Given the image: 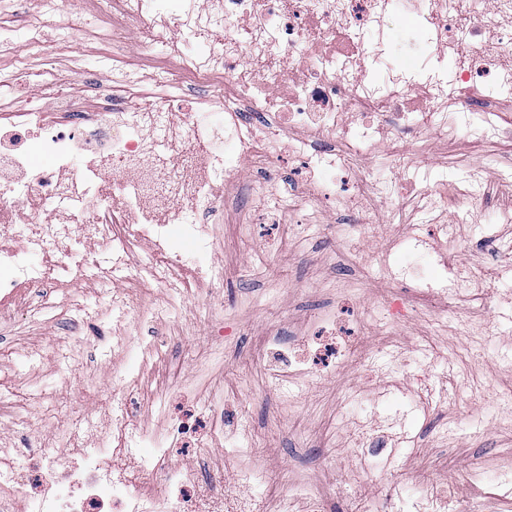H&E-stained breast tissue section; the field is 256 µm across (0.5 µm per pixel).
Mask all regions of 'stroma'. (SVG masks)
<instances>
[{
    "instance_id": "1",
    "label": "stroma",
    "mask_w": 512,
    "mask_h": 512,
    "mask_svg": "<svg viewBox=\"0 0 512 512\" xmlns=\"http://www.w3.org/2000/svg\"><path fill=\"white\" fill-rule=\"evenodd\" d=\"M104 43L79 34L67 45L46 29L40 55L56 57L77 100H84L82 78L94 73L109 81L102 65ZM425 163L389 168L386 179L402 182L447 180L456 187L467 163L480 154L457 135L452 154L426 147ZM486 206H464L456 226L463 249L462 268L485 266L483 239L512 250V210L501 206L493 184H486ZM224 321L234 335L221 339L210 332L212 318L196 298L168 299L154 280L130 289L127 308L112 304L111 248L99 252L101 273L84 279L72 293L49 301L37 321H19L10 350L0 354V408L15 414L16 432L44 433L54 447L75 453L80 446L105 439L112 423V348L135 337L122 367V381H137L139 427L162 431L176 412L203 407L218 387L239 390L246 430L224 432L206 455L173 453L172 462L189 460L207 474L237 484L251 471L247 498L256 512H303L298 491H323L343 485L357 501L376 512L395 473L410 484H447L474 499V512H498L495 499L476 495L479 487L498 482L499 494L512 493L504 472L512 469V265L495 277L499 309L494 315L468 309L450 276L437 264L420 271L431 283L436 306L419 308L395 323L387 312V268L357 265L346 253L335 254L326 228L336 222L335 207L306 206L302 238L271 254L266 269L237 275L260 236L242 221L236 206L225 212ZM349 238L363 251L386 254L390 267L405 265L402 228L380 230L376 237L350 229ZM360 305L371 329L365 338L367 361L348 364L329 379L297 375L286 387L271 384L257 346L261 333L294 331L308 324L313 310L336 303ZM79 317L103 327L105 341L65 330L63 320ZM361 419H389L398 442L383 460L365 468L347 448L352 413ZM447 449V462L438 452ZM281 483L284 498L266 496L265 486Z\"/></svg>"
}]
</instances>
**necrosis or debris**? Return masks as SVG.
<instances>
[{
    "label": "necrosis or debris",
    "instance_id": "1",
    "mask_svg": "<svg viewBox=\"0 0 512 512\" xmlns=\"http://www.w3.org/2000/svg\"><path fill=\"white\" fill-rule=\"evenodd\" d=\"M66 0H41L39 20L23 12L0 19V53L36 48L44 28L68 38L102 36L112 64L108 85L88 82L76 101L56 78L54 62L17 68L12 98H0V335L22 315L36 316L35 293L74 290L98 268L95 247L111 246L113 274L126 287V260L150 245L166 285L190 284L205 308L220 311L215 291L224 267V192L240 168L273 177L288 157L306 175L288 193L292 213L308 201L341 198L344 224L377 233L407 214L442 207L457 222L460 202L485 201L501 149H512V0H94L87 18L65 17ZM411 23L429 49L425 65L381 70L389 18ZM163 63L150 84L131 79L128 42ZM37 88L47 108L28 106ZM303 135L284 141L285 129ZM465 133L483 155L455 196L439 185L391 189L389 167L415 163L419 138L447 149ZM53 199L58 215L17 225L16 216ZM344 224L331 226L342 250ZM85 244L76 253L73 242ZM317 333L288 340L262 336L272 380L306 372L325 378L364 349L368 324L354 314L347 333L338 314L316 317ZM113 431L136 438L139 475L114 466L108 445L44 467L33 512H222L223 477L169 464L168 440L133 431L123 418ZM413 512H471L470 499L437 486L409 489Z\"/></svg>",
    "mask_w": 512,
    "mask_h": 512
}]
</instances>
